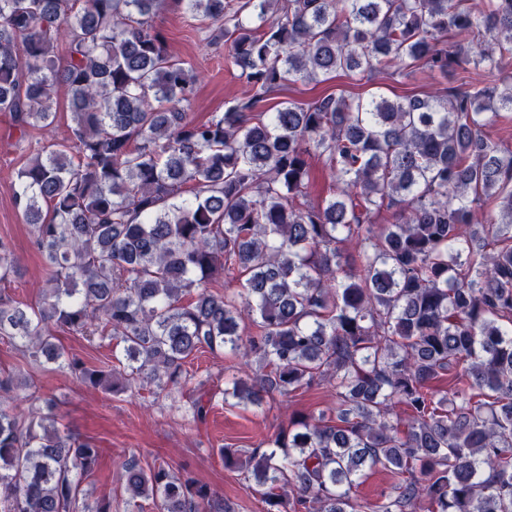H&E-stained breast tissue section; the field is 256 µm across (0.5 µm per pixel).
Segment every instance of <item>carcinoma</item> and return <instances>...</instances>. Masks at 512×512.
<instances>
[{"label": "carcinoma", "instance_id": "cac0c4a2", "mask_svg": "<svg viewBox=\"0 0 512 512\" xmlns=\"http://www.w3.org/2000/svg\"><path fill=\"white\" fill-rule=\"evenodd\" d=\"M177 2L223 23L255 89L203 123L154 26L164 0H0V112L48 136L14 197L49 271L37 304L0 295V339L114 393L180 388L203 349L256 366L224 382L231 407L329 384L336 406L290 418L272 447L220 450L265 512H512V147L484 133L512 112V0ZM392 66L491 82L255 111L286 83ZM61 85L70 151L49 139ZM313 157L335 178L317 205ZM385 208L394 223L376 222ZM229 262L240 288L212 292ZM16 272L0 240V282ZM52 323L116 341L119 368L66 355ZM17 387L0 375V512H112L81 489L99 450L8 405ZM209 411L189 400L190 422ZM366 468L393 475L385 501L353 495ZM122 471L156 512H232L162 464Z\"/></svg>", "mask_w": 512, "mask_h": 512}]
</instances>
